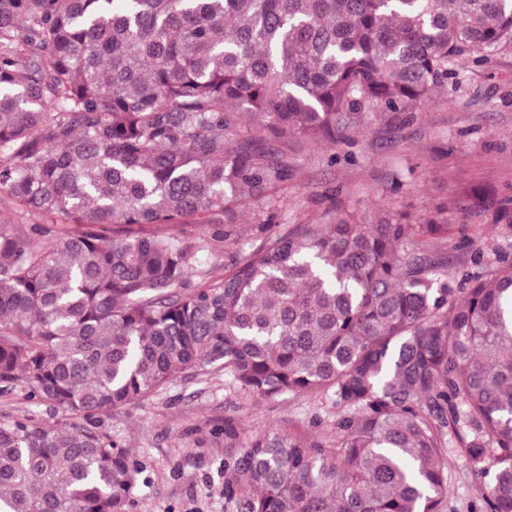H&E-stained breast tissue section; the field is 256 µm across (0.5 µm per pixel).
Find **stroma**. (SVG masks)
<instances>
[{
	"instance_id": "stroma-1",
	"label": "stroma",
	"mask_w": 512,
	"mask_h": 512,
	"mask_svg": "<svg viewBox=\"0 0 512 512\" xmlns=\"http://www.w3.org/2000/svg\"><path fill=\"white\" fill-rule=\"evenodd\" d=\"M350 144L302 142L288 154L293 176L280 189L274 218L259 209L224 227V246L204 257L216 273L231 270L250 246L284 225L328 223L332 209L357 216L383 210L422 218L449 205L451 230L421 237L428 250L460 257V237L488 259L512 256V234L478 213L462 217L453 202L473 192L512 195V45L490 64L462 75L455 96L437 92L416 118L371 117ZM235 417L244 432L310 437L325 430L329 407L318 398L254 401L227 387L224 374L206 371L177 380L113 417L111 430L143 472L131 512H237L224 498V437L217 426ZM446 512H469L478 485L456 446L448 448Z\"/></svg>"
}]
</instances>
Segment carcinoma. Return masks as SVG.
<instances>
[{"mask_svg":"<svg viewBox=\"0 0 512 512\" xmlns=\"http://www.w3.org/2000/svg\"><path fill=\"white\" fill-rule=\"evenodd\" d=\"M507 45L512 0H0V384L59 416L0 421V512H130L106 421L209 367L334 408L327 436L224 419L237 512H445L450 430L470 512H512V258L448 276L415 246L439 206L201 262L278 208L289 143L408 119ZM457 209L512 232V199Z\"/></svg>","mask_w":512,"mask_h":512,"instance_id":"obj_1","label":"carcinoma"}]
</instances>
